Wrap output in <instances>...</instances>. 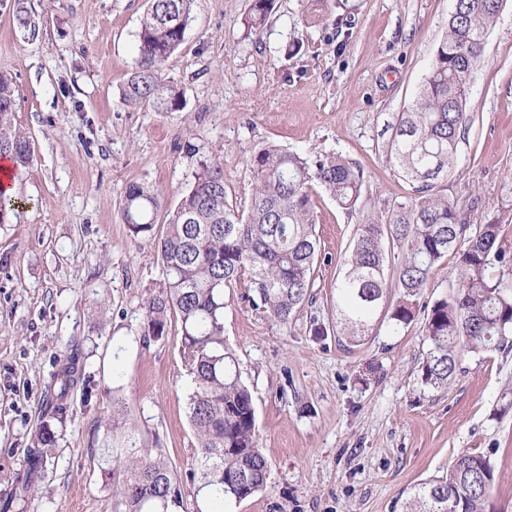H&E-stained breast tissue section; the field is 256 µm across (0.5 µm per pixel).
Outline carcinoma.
Instances as JSON below:
<instances>
[{"mask_svg":"<svg viewBox=\"0 0 512 512\" xmlns=\"http://www.w3.org/2000/svg\"><path fill=\"white\" fill-rule=\"evenodd\" d=\"M196 2L149 0L138 32V59L122 92L127 105L155 112L180 109L181 92L166 82L163 66L182 45ZM271 8L272 0H252L247 27L259 28ZM499 11L500 0H454L448 32L414 100L400 113L391 143L394 166L414 184V195L395 203L385 218L359 225L336 285L338 340L357 346L369 335L386 297L385 242L399 248L401 298L389 308L397 326L414 319V299L444 259L455 257L452 290L434 302L423 326V379L435 389L455 379L463 355L512 344V253L499 246L498 225H482L465 248H458L469 227L468 213L434 189V180L455 164L468 121L467 90ZM14 112L12 77L0 74V158L23 166L31 150L14 128ZM249 168L248 206L241 209L229 201L224 166L213 161L203 165L168 211L162 232L155 224L158 194L138 183L123 191L131 239L156 245L165 272L161 290L145 301L141 332L164 335L172 315L180 323L182 356L194 384L187 415L197 440L202 487L220 502L254 496L269 477L257 445L252 394L224 344V289L247 275L265 311L288 320L308 296L319 253L314 186L349 209L364 182L363 170L340 156L310 160L276 144L258 150ZM495 265L500 275L492 281L487 271ZM78 363L74 353L52 374V418L60 423L69 416ZM55 443L50 428L38 432L18 476L19 491L0 504V512H11L41 479L47 449ZM493 480L489 459L460 454L445 474L413 487L403 512H495L488 501ZM113 494L121 512H172L180 504L173 469L133 436L123 448L122 477L113 483Z\"/></svg>","mask_w":512,"mask_h":512,"instance_id":"obj_1","label":"carcinoma"}]
</instances>
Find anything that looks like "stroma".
<instances>
[{
  "mask_svg": "<svg viewBox=\"0 0 512 512\" xmlns=\"http://www.w3.org/2000/svg\"><path fill=\"white\" fill-rule=\"evenodd\" d=\"M38 32L0 0V72L14 80V126L31 146L0 224V498L15 488L43 425L56 434L45 475L21 512H115L98 460L135 433L171 465L178 512H213L200 489L187 417L193 389L178 321L140 332L164 268L131 242L121 195L159 194L157 222L202 163L224 165L229 197L247 206L249 161L268 144L305 157L337 154L364 171L349 209L313 195L320 251L309 297L288 321L253 301L249 280L224 292V343L253 395L265 489L228 512H401L410 489L454 458L487 456L490 501L512 512V350L463 356L444 389L425 384L423 325L450 291L454 259L434 272L415 317L380 316L361 345L338 342L336 284L365 218L412 186L390 145L445 36L452 0H274L248 29L251 0H197L163 74L177 112L127 106L148 0H24ZM469 124L437 191L469 209L472 228L499 227L512 252V0L488 32L470 86ZM79 352L82 381L65 423L42 412L49 376Z\"/></svg>",
  "mask_w": 512,
  "mask_h": 512,
  "instance_id": "35a3bbf8",
  "label": "stroma"
}]
</instances>
